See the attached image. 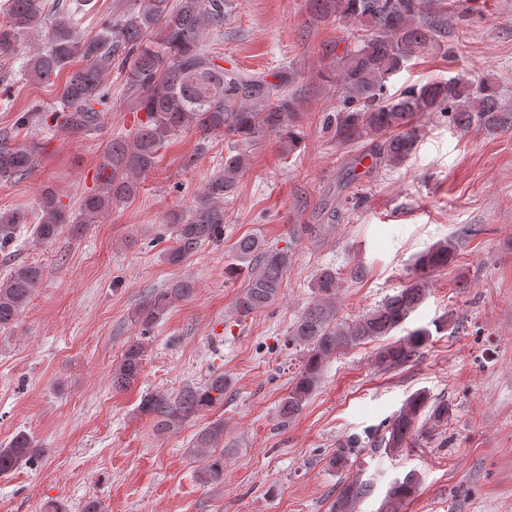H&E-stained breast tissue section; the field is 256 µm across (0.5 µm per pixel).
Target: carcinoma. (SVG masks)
Returning <instances> with one entry per match:
<instances>
[{"mask_svg": "<svg viewBox=\"0 0 512 512\" xmlns=\"http://www.w3.org/2000/svg\"><path fill=\"white\" fill-rule=\"evenodd\" d=\"M90 0L57 3L48 14L45 0H7L6 21L0 23V59L19 54L26 32L49 23L47 45L25 65L31 80H45L63 70L68 76L61 92V109H35L19 116L17 125L34 123L49 130L58 124L74 133L95 129L111 95L104 75L119 66L128 72L133 107L144 113L133 133L116 135L108 142L98 171L99 185L81 198L78 211L63 203L53 191L44 194L39 217L32 227L34 239L50 242L63 231L82 234L85 225L112 204L134 195L136 176L150 171L157 154L169 137L195 128L203 133L222 132L235 138L224 164L214 171L196 205L173 218L175 245L165 253L172 265H180L204 244L224 232V201L234 197L238 178L247 168L245 146L267 134L281 137L283 150L297 147L295 99L289 88L299 72L283 65L269 81L260 73H246L219 64L220 57L203 45L206 26L224 25L226 0H178L175 10L166 11V0H134L135 7L117 19L101 24L90 40L76 32L77 15ZM321 18L349 19L357 23L355 44L342 54L331 48L330 79L342 94L345 111L336 116V135L343 140L367 139L374 144L375 162L389 169L401 166L419 141L416 116L440 112L455 126L467 129L478 124L495 131L508 123L502 110L496 82L490 78L474 81L464 75L448 80L433 78L411 87L396 98L384 97V88L412 59L433 51L448 37V14L468 12V0H312ZM436 9L427 17L426 11ZM83 59L88 65L72 68ZM35 142H7L0 139V179H20L34 167ZM28 223L21 211L0 213V252L13 245L20 227ZM457 246L452 239L440 241L417 258L407 284L386 297L381 305L348 322L340 319L336 303L341 278L324 269L314 282V297L288 330V345L302 353V367L293 387L282 399L278 416L285 423L299 415L318 384L323 365L339 352L379 340L401 328L422 304L428 293L429 276L454 261ZM238 264L225 268L232 278L250 269L248 282L237 295L232 313L243 319L273 305L293 261L286 250L261 248L257 238L245 236L236 245ZM44 278L40 265L14 267L0 279V329L13 326L32 293ZM193 292L191 282L179 280L152 292L137 310V319L149 328L177 303ZM432 338V330L416 327L384 345L377 363L394 368L411 362ZM145 344L129 343L112 372V386L125 390L137 383ZM228 381L224 373H213L202 386L185 384L174 395L152 394L141 403L159 433L173 430L199 411L224 401ZM446 400H431L424 392L410 395L382 431L362 441L356 437L336 449L329 460L333 468L347 471L352 457L364 445L398 455L413 439L426 437L418 427L424 419L436 427L448 424ZM224 438V422L215 420L202 428L193 452L205 465L201 476L212 484L224 481V454L216 447ZM44 449L33 439L17 433L7 447L0 448V474L23 465H33ZM419 485L408 472L389 487L380 512H402L404 503ZM369 486L350 480L341 486L329 512H354Z\"/></svg>", "mask_w": 512, "mask_h": 512, "instance_id": "obj_1", "label": "carcinoma"}]
</instances>
